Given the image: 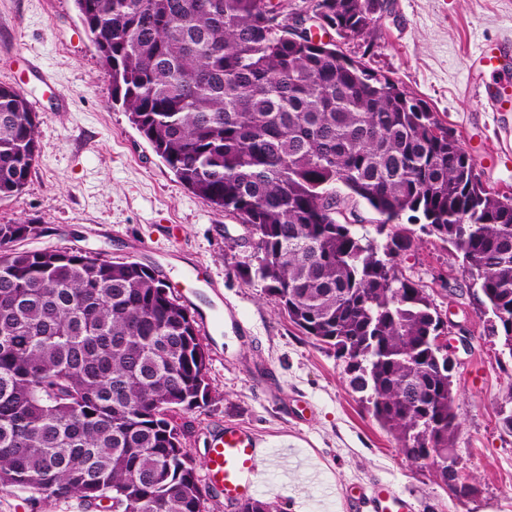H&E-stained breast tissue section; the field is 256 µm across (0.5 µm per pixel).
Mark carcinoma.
Instances as JSON below:
<instances>
[{"mask_svg": "<svg viewBox=\"0 0 512 512\" xmlns=\"http://www.w3.org/2000/svg\"><path fill=\"white\" fill-rule=\"evenodd\" d=\"M341 38L379 0H313ZM112 101L178 182L248 231L239 265L305 335L357 360L350 385L413 464L448 482L454 381L427 337L414 229L454 247L488 310L512 315V195L492 191L422 99L334 42L288 36L271 0H74ZM41 117L0 84V200L26 186ZM378 215L379 244L357 212ZM0 224V491L112 512H207L175 422L207 402L195 319L141 262L28 249Z\"/></svg>", "mask_w": 512, "mask_h": 512, "instance_id": "cac0c4a2", "label": "carcinoma"}]
</instances>
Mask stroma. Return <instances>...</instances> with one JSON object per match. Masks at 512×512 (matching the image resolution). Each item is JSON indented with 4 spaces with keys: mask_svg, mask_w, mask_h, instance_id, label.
<instances>
[{
    "mask_svg": "<svg viewBox=\"0 0 512 512\" xmlns=\"http://www.w3.org/2000/svg\"><path fill=\"white\" fill-rule=\"evenodd\" d=\"M375 17L342 51L427 102L476 159L485 186L512 193V112L485 108L474 88L487 80L473 63L480 46L512 39V0H380ZM34 56L49 79L31 70ZM0 83L21 90L42 117L39 156L23 191L0 201V224L42 226L40 247L148 264L178 300L195 286L187 268L198 265L245 321V335L228 325L199 334L212 392L176 418L197 466L213 435L234 422L273 450L304 449L313 464L309 473L270 469L267 500L277 512H350L347 488L372 480L409 496L416 512H512V433L498 424L499 411L512 409V356L448 244L415 233L399 268L467 338L452 451L475 487L467 497L432 466L408 461L350 386L345 360L294 326L260 282L241 279L237 267L250 253L243 227L188 192L113 103L74 0H0ZM0 512L80 510L17 491L0 493Z\"/></svg>",
    "mask_w": 512,
    "mask_h": 512,
    "instance_id": "stroma-1",
    "label": "stroma"
}]
</instances>
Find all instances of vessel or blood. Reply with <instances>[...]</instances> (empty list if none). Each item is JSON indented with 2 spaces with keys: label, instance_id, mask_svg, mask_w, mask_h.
<instances>
[{
  "label": "vessel or blood",
  "instance_id": "vessel-or-blood-1",
  "mask_svg": "<svg viewBox=\"0 0 512 512\" xmlns=\"http://www.w3.org/2000/svg\"><path fill=\"white\" fill-rule=\"evenodd\" d=\"M512 53V43L481 48L476 59L481 71L495 75L501 60ZM277 457L253 432L238 424L225 425L207 450L206 484L214 496L232 504L260 494L264 485V464H276ZM347 496L354 512H415L413 501L385 483L355 485Z\"/></svg>",
  "mask_w": 512,
  "mask_h": 512
}]
</instances>
